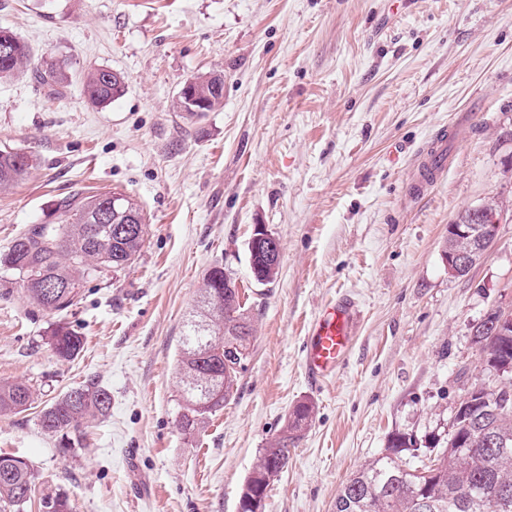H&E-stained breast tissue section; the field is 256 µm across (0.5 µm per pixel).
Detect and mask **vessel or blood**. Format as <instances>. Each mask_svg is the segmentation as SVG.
Wrapping results in <instances>:
<instances>
[{
    "label": "vessel or blood",
    "mask_w": 512,
    "mask_h": 512,
    "mask_svg": "<svg viewBox=\"0 0 512 512\" xmlns=\"http://www.w3.org/2000/svg\"><path fill=\"white\" fill-rule=\"evenodd\" d=\"M419 188L435 184L438 174L447 166L444 139H437L430 147L420 151ZM353 315L351 302L334 301L325 305L313 320L305 347V369L315 381L335 374L343 362L351 343L350 322Z\"/></svg>",
    "instance_id": "b4317fda"
}]
</instances>
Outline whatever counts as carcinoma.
<instances>
[{
    "label": "carcinoma",
    "mask_w": 512,
    "mask_h": 512,
    "mask_svg": "<svg viewBox=\"0 0 512 512\" xmlns=\"http://www.w3.org/2000/svg\"><path fill=\"white\" fill-rule=\"evenodd\" d=\"M32 48L20 42L15 55L0 60V79L28 71ZM39 81L57 91L68 76L60 64L50 63L37 71ZM194 96L208 102L213 111L224 98V77L206 73L190 83ZM124 76L110 69L87 72L82 94L94 105L121 97ZM17 151H0V189L23 180L34 167L27 156L16 163ZM102 195L72 197L61 202L58 222L34 224L0 253V266L22 281L27 301L44 311L61 312L75 304L81 285L110 269H122L138 258L146 235L140 205L128 195L124 202L137 217L139 233L127 236L91 234L92 214ZM52 280L58 288H45ZM254 337L253 319L240 300L236 282L224 267L215 265L203 278L195 309L183 322L178 340L179 367L178 426L187 433L224 408L238 391L240 374L250 356ZM481 349L507 364L512 378V328L507 334H476ZM48 342L62 360L77 357L84 338L65 325H57ZM34 391L24 382L0 383V416L20 414L33 403ZM110 392L88 382L74 387L47 404L39 415V426L47 435H61L67 445L82 444L89 424L108 414ZM312 414L311 405L300 403L285 420L280 434L246 479L239 498L242 512H252L254 500H264L271 475L288 464L290 445ZM456 436L433 437L423 447L414 434L396 433L387 453L363 465L340 488L335 512H512L500 508L503 495L512 504V398L507 405L494 401L466 411L456 419ZM425 448L435 453L430 465L413 468L402 462V453L418 457ZM34 472L24 460L0 454V512H25L30 501Z\"/></svg>",
    "instance_id": "1"
}]
</instances>
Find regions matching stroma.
Listing matches in <instances>:
<instances>
[{"label":"stroma","mask_w":512,"mask_h":512,"mask_svg":"<svg viewBox=\"0 0 512 512\" xmlns=\"http://www.w3.org/2000/svg\"><path fill=\"white\" fill-rule=\"evenodd\" d=\"M0 27L33 66L64 64L59 92L33 74L0 81V150L34 156L0 189V252L53 224L69 196L122 192L147 237L130 267L84 282L63 313L30 305L0 268V381L33 385L0 416V453L35 472L27 512L63 493L72 512H238L242 486L293 408L313 413L260 512H334L342 483L394 433L443 432L464 387L505 386L479 364L473 326L512 306V210L486 256L448 273V226L491 198L512 200V0H0ZM127 79L104 106L81 77ZM224 76V101L191 117L183 85ZM448 139L424 195L418 152ZM280 241L275 281L250 268L255 225ZM223 265L254 318L252 353L222 411L176 422L177 340L202 279ZM356 304L336 375L310 381L308 328L330 301ZM84 338L73 360L56 324ZM110 413L68 451L43 407L80 383ZM48 342L62 360L76 358L84 347V338L65 325H57L48 336Z\"/></svg>","instance_id":"stroma-1"}]
</instances>
